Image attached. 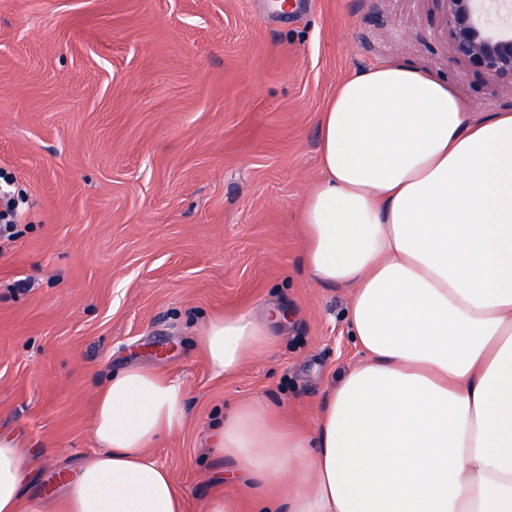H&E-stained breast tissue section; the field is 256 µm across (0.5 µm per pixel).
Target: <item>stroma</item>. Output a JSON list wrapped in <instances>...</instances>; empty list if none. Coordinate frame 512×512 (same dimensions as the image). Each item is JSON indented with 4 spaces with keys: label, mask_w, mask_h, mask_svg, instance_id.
<instances>
[{
    "label": "stroma",
    "mask_w": 512,
    "mask_h": 512,
    "mask_svg": "<svg viewBox=\"0 0 512 512\" xmlns=\"http://www.w3.org/2000/svg\"><path fill=\"white\" fill-rule=\"evenodd\" d=\"M0 0V177L25 188L0 242V430L32 463L31 491L99 449L109 376L178 380L182 429L150 455L185 512L233 464L211 425L256 397L305 428L358 359L346 289L301 263L295 219L319 177L318 114L348 76L406 63L474 112L512 93L449 61L442 0ZM289 311L271 352L214 375L196 336L227 310Z\"/></svg>",
    "instance_id": "35a3bbf8"
}]
</instances>
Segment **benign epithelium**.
Returning <instances> with one entry per match:
<instances>
[{
	"mask_svg": "<svg viewBox=\"0 0 512 512\" xmlns=\"http://www.w3.org/2000/svg\"><path fill=\"white\" fill-rule=\"evenodd\" d=\"M448 17L449 53L455 64H472L488 78L512 91V23L491 18L490 6L512 12V0H444Z\"/></svg>",
	"mask_w": 512,
	"mask_h": 512,
	"instance_id": "1",
	"label": "benign epithelium"
}]
</instances>
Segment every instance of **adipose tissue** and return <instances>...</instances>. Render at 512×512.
Returning a JSON list of instances; mask_svg holds the SVG:
<instances>
[{
    "instance_id": "obj_1",
    "label": "adipose tissue",
    "mask_w": 512,
    "mask_h": 512,
    "mask_svg": "<svg viewBox=\"0 0 512 512\" xmlns=\"http://www.w3.org/2000/svg\"><path fill=\"white\" fill-rule=\"evenodd\" d=\"M319 127L303 267L349 289L361 358L314 433L255 398L224 414L213 447L258 512H512V112L474 116L447 82L390 63L343 81ZM280 318L211 316L197 336L211 371L271 350ZM183 422L177 381L126 368L99 394L100 451L59 498L29 491L23 446L0 432V512H183L147 454Z\"/></svg>"
}]
</instances>
